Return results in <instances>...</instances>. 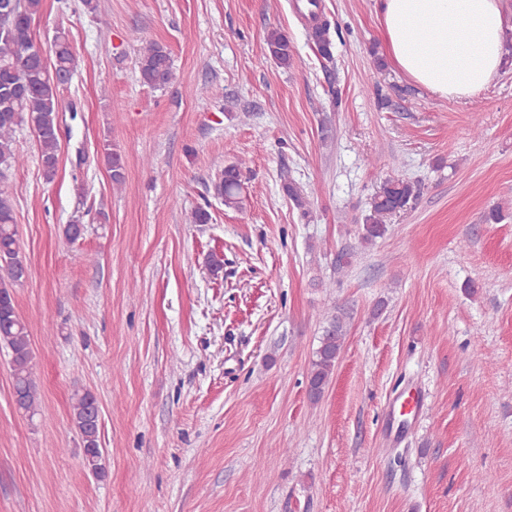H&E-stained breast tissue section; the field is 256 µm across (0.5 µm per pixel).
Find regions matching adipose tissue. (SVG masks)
Instances as JSON below:
<instances>
[{"label": "adipose tissue", "mask_w": 512, "mask_h": 512, "mask_svg": "<svg viewBox=\"0 0 512 512\" xmlns=\"http://www.w3.org/2000/svg\"><path fill=\"white\" fill-rule=\"evenodd\" d=\"M377 11L390 57L426 89L471 97L498 75L501 0H377Z\"/></svg>", "instance_id": "obj_1"}]
</instances>
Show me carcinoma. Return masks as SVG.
Here are the masks:
<instances>
[{"mask_svg": "<svg viewBox=\"0 0 512 512\" xmlns=\"http://www.w3.org/2000/svg\"><path fill=\"white\" fill-rule=\"evenodd\" d=\"M42 9V0H0V12L9 14L7 22H0V181L22 164L14 147L17 128L33 124L40 147L42 174L51 182L58 166V112L63 77L75 72L76 56L70 33L63 27L55 29L52 58L43 62L24 63L26 41L34 36L33 22ZM310 37L317 44L323 58L332 59L333 32L330 22L315 24ZM266 56L283 69L294 62V46L287 32L272 28L266 35ZM140 81L153 88H161L172 79V64L167 48L158 43L145 46L138 57ZM104 157L110 170L112 184L125 181L120 154L104 145ZM242 165L224 168V175L216 184L217 195L227 208H242ZM283 188L293 203L308 212V200L286 179ZM420 195V187L400 178L385 180L371 200L369 213L359 228V238L371 244L388 231L386 220L403 210ZM26 264L22 256L16 230L14 206L9 196L0 190V348L10 355L12 388L16 396V410L30 418L42 411V401L33 378V352L27 326L14 304V288L21 285L18 268ZM345 334V316L336 313L326 318L320 346L317 348L308 375V393L312 400L321 398L329 382L342 348ZM96 396L89 390L72 396L71 419L83 443L84 465L92 474L104 472L103 449L100 448V422L93 417Z\"/></svg>", "mask_w": 512, "mask_h": 512, "instance_id": "cac0c4a2", "label": "carcinoma"}]
</instances>
